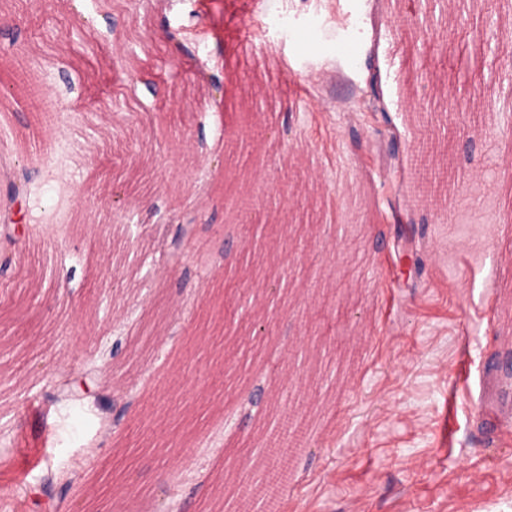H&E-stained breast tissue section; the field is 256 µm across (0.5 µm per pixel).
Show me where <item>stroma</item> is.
<instances>
[{
	"label": "stroma",
	"instance_id": "obj_1",
	"mask_svg": "<svg viewBox=\"0 0 512 512\" xmlns=\"http://www.w3.org/2000/svg\"><path fill=\"white\" fill-rule=\"evenodd\" d=\"M93 0L0 7V57L62 75L56 171L16 198L0 263V512H230L213 487L258 456L256 389L314 370V422L279 512H512V6L459 0ZM189 55L172 58L165 28ZM223 79L214 98L201 64ZM448 159L445 211L411 205L419 124ZM149 117H139L141 106ZM208 264L160 258L186 208ZM277 255L269 332L224 271ZM110 351L98 398H58Z\"/></svg>",
	"mask_w": 512,
	"mask_h": 512
}]
</instances>
